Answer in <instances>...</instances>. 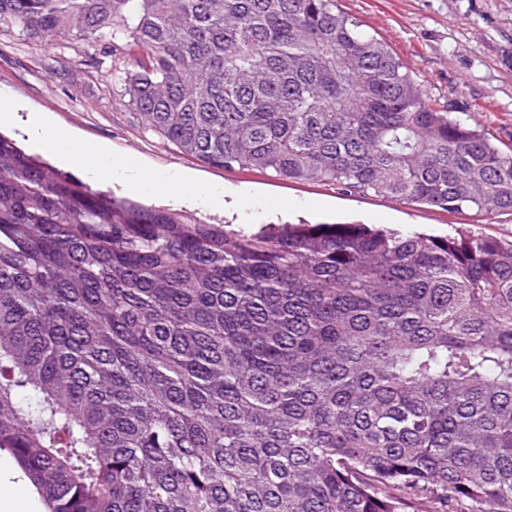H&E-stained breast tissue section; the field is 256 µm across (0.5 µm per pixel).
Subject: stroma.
Here are the masks:
<instances>
[{
	"instance_id": "35a3bbf8",
	"label": "stroma",
	"mask_w": 512,
	"mask_h": 512,
	"mask_svg": "<svg viewBox=\"0 0 512 512\" xmlns=\"http://www.w3.org/2000/svg\"><path fill=\"white\" fill-rule=\"evenodd\" d=\"M364 30L384 41L422 84L431 102L478 123L486 136L512 149V0H339ZM0 91L17 104L0 133L28 148V113L41 112L88 146L104 147L157 174H178L225 191L243 190L250 204L209 209L109 184V191L145 206L171 209L204 224L257 228L263 224H364L400 232L466 234L512 241V214H451L436 207L350 192L332 185L288 182L259 171L201 164L145 131L114 86L107 67L88 65L83 46L59 50L26 42L0 28ZM18 485L19 499L0 512H46L12 456L0 452V483Z\"/></svg>"
}]
</instances>
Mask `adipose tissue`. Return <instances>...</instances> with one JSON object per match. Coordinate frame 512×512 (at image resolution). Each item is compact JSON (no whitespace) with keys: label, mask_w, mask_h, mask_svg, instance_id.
<instances>
[{"label":"adipose tissue","mask_w":512,"mask_h":512,"mask_svg":"<svg viewBox=\"0 0 512 512\" xmlns=\"http://www.w3.org/2000/svg\"><path fill=\"white\" fill-rule=\"evenodd\" d=\"M30 135L36 147L54 152L58 157L86 165L99 180L122 179L136 189L159 192L171 185H178L182 197L203 206H220L224 203L225 191L216 187H205L199 183L171 175L148 173L130 168L125 161L111 158L105 150L87 152L83 143L70 132L52 128L45 117L35 114L29 119Z\"/></svg>","instance_id":"adipose-tissue-1"}]
</instances>
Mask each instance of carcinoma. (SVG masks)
I'll return each mask as SVG.
<instances>
[{
  "instance_id": "cac0c4a2",
  "label": "carcinoma",
  "mask_w": 512,
  "mask_h": 512,
  "mask_svg": "<svg viewBox=\"0 0 512 512\" xmlns=\"http://www.w3.org/2000/svg\"><path fill=\"white\" fill-rule=\"evenodd\" d=\"M229 170L512 213V149L338 0H0ZM48 512H512V242L199 224L0 135V451Z\"/></svg>"
}]
</instances>
